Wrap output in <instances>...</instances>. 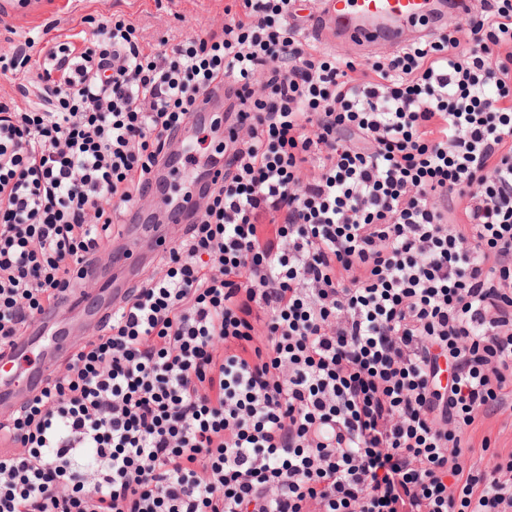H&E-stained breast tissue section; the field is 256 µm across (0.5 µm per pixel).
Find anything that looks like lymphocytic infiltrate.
Returning <instances> with one entry per match:
<instances>
[{"mask_svg":"<svg viewBox=\"0 0 512 512\" xmlns=\"http://www.w3.org/2000/svg\"><path fill=\"white\" fill-rule=\"evenodd\" d=\"M146 50L47 39L0 101V356L95 285L198 99L224 176L162 274L0 420V512H512V0L386 57L323 53L290 0ZM449 380H442V373ZM504 417L488 419L482 426V429L477 432L475 437L476 448L469 452L464 449L462 462L464 466L474 467V469L490 470L494 465V460L490 456V452L483 453L480 449V441L483 435L491 437V448L510 450L512 448V427L510 419L504 429ZM496 446V447H494Z\"/></svg>","mask_w":512,"mask_h":512,"instance_id":"1","label":"lymphocytic infiltrate"}]
</instances>
